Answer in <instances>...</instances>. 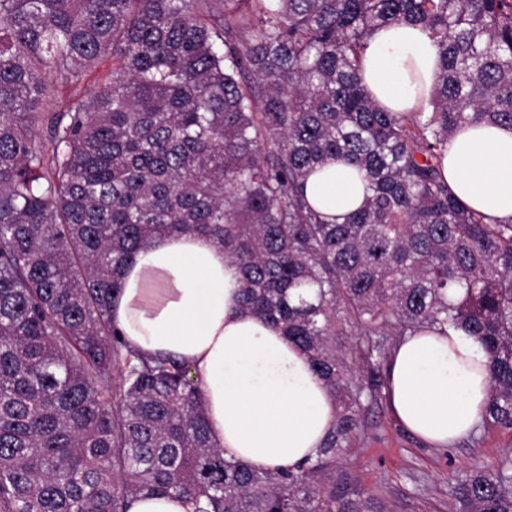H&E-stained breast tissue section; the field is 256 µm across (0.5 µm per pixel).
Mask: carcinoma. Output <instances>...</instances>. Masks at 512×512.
I'll return each instance as SVG.
<instances>
[{
	"label": "carcinoma",
	"instance_id": "carcinoma-1",
	"mask_svg": "<svg viewBox=\"0 0 512 512\" xmlns=\"http://www.w3.org/2000/svg\"><path fill=\"white\" fill-rule=\"evenodd\" d=\"M0 0V512H387L341 461L388 387L391 341L464 327L489 359L483 424L512 428V222L444 179L467 127H512V0ZM436 38L429 112H387L361 78L368 35ZM112 80L37 142L57 75ZM343 161L366 185L340 223L304 197ZM215 239L245 306L321 376L336 423L315 458L260 469L213 447L188 368L126 347L110 302L157 236ZM354 330L345 352L336 337ZM361 360L354 374L347 354ZM462 512H512V452L453 477ZM129 512H192L191 505L172 498L141 497L132 502Z\"/></svg>",
	"mask_w": 512,
	"mask_h": 512
}]
</instances>
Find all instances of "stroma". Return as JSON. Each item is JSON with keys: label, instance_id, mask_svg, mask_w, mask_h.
<instances>
[{"label": "stroma", "instance_id": "1", "mask_svg": "<svg viewBox=\"0 0 512 512\" xmlns=\"http://www.w3.org/2000/svg\"><path fill=\"white\" fill-rule=\"evenodd\" d=\"M112 68L106 57L80 84L55 80L53 97L40 108L38 138L48 139L52 117L67 111L72 98L110 81ZM511 448L512 428L502 426L486 427L450 446L427 445L397 422L383 394L364 412L344 465L388 512H459L449 491L450 478L466 474L475 464L494 462Z\"/></svg>", "mask_w": 512, "mask_h": 512}]
</instances>
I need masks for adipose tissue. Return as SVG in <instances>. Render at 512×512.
Listing matches in <instances>:
<instances>
[{
	"instance_id": "1",
	"label": "adipose tissue",
	"mask_w": 512,
	"mask_h": 512,
	"mask_svg": "<svg viewBox=\"0 0 512 512\" xmlns=\"http://www.w3.org/2000/svg\"><path fill=\"white\" fill-rule=\"evenodd\" d=\"M437 71V47L422 27L391 24L367 40L362 77L380 107L407 112L427 101ZM443 174L469 208L512 220V128L482 125L460 133L448 147ZM364 194L357 171L340 162L306 185L313 209L336 223ZM242 287L238 266L212 239L158 237L124 268L112 325L130 348L188 367L210 440L225 459L292 467L323 445L336 406L306 355L280 328L245 308ZM486 363L461 328L405 337L389 362L394 417L432 445L468 437L489 399Z\"/></svg>"
}]
</instances>
